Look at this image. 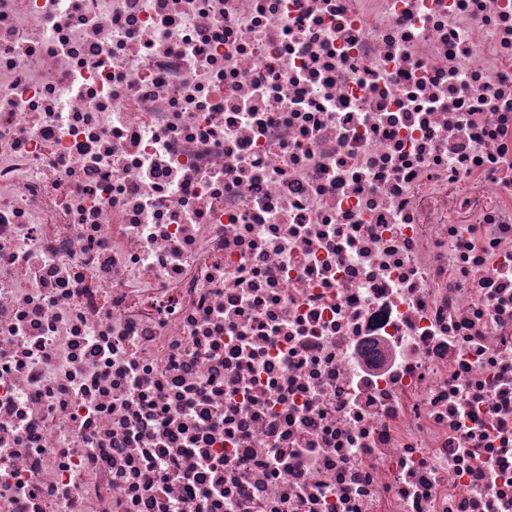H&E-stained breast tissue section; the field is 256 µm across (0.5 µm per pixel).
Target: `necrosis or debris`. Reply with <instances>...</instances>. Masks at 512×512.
I'll list each match as a JSON object with an SVG mask.
<instances>
[{
  "mask_svg": "<svg viewBox=\"0 0 512 512\" xmlns=\"http://www.w3.org/2000/svg\"><path fill=\"white\" fill-rule=\"evenodd\" d=\"M0 512H512V0H0Z\"/></svg>",
  "mask_w": 512,
  "mask_h": 512,
  "instance_id": "4bbe7bcc",
  "label": "necrosis or debris"
}]
</instances>
